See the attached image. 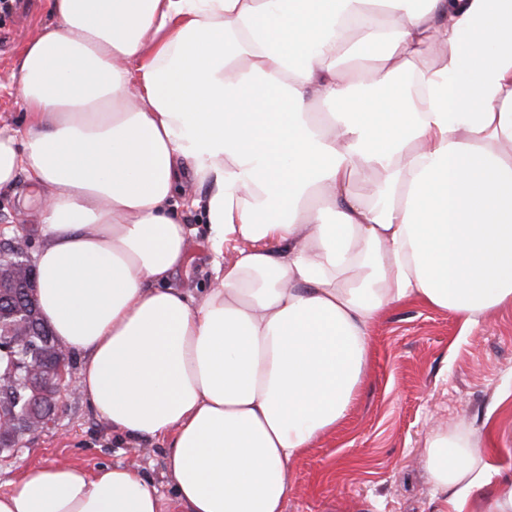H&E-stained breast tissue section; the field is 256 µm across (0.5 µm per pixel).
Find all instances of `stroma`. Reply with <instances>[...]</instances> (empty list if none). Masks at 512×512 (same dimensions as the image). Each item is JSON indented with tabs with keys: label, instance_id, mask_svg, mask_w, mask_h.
I'll list each match as a JSON object with an SVG mask.
<instances>
[{
	"label": "stroma",
	"instance_id": "35a3bbf8",
	"mask_svg": "<svg viewBox=\"0 0 512 512\" xmlns=\"http://www.w3.org/2000/svg\"><path fill=\"white\" fill-rule=\"evenodd\" d=\"M51 20L49 0H19L0 20V128L24 129L16 62ZM192 230L188 262L173 284L201 298L208 286V227L183 209ZM29 253L42 245L33 218L0 193V240ZM457 314L407 300L374 323L367 378L344 421L316 439L293 465L294 488L284 512H454L427 471L428 439L438 432L494 439L488 483L464 512H483L487 497L512 482V308L461 333ZM167 440L130 439L113 431L78 391L62 393L54 421L0 453V493L45 465L93 471L112 463L139 465L170 491Z\"/></svg>",
	"mask_w": 512,
	"mask_h": 512
}]
</instances>
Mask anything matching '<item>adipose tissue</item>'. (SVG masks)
<instances>
[{
  "instance_id": "ef3b65f1",
  "label": "adipose tissue",
  "mask_w": 512,
  "mask_h": 512,
  "mask_svg": "<svg viewBox=\"0 0 512 512\" xmlns=\"http://www.w3.org/2000/svg\"><path fill=\"white\" fill-rule=\"evenodd\" d=\"M50 11L19 59L26 125L0 129V190H37L42 317L85 353L78 388L115 431L169 439L173 494L131 464L47 465L0 512H284L382 313L418 299L471 329L512 307V0ZM187 176L210 229L198 301L172 284ZM485 453L428 443L457 512Z\"/></svg>"
}]
</instances>
